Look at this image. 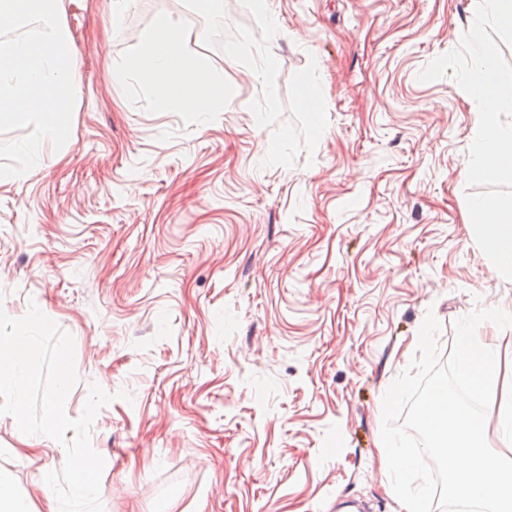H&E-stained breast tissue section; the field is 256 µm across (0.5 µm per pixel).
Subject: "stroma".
<instances>
[{
  "label": "stroma",
  "mask_w": 512,
  "mask_h": 512,
  "mask_svg": "<svg viewBox=\"0 0 512 512\" xmlns=\"http://www.w3.org/2000/svg\"><path fill=\"white\" fill-rule=\"evenodd\" d=\"M71 133L0 183V306L75 341L104 512H396L384 436L455 366L460 327L512 306L474 241L463 172L477 104L419 73L474 0H62ZM172 16L224 103L198 125L112 69ZM278 21L269 36L267 20ZM316 112L302 109V92ZM426 334V350H410ZM401 393L389 409L390 387ZM63 447L0 415V469L33 512Z\"/></svg>",
  "instance_id": "obj_1"
}]
</instances>
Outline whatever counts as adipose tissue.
Wrapping results in <instances>:
<instances>
[{"mask_svg": "<svg viewBox=\"0 0 512 512\" xmlns=\"http://www.w3.org/2000/svg\"><path fill=\"white\" fill-rule=\"evenodd\" d=\"M183 33L168 15L158 16L149 45L127 68L113 71L114 81L137 74L161 101L194 113L206 122L209 112L224 101V87L201 58L182 50ZM457 376L473 393L494 397L503 374L500 348L485 341L472 324L462 326L456 342ZM501 452L485 449L487 428L446 387L436 388L420 410L423 447L438 450L451 500L479 499L493 512H512V396L496 407Z\"/></svg>", "mask_w": 512, "mask_h": 512, "instance_id": "ef3b65f1", "label": "adipose tissue"}]
</instances>
